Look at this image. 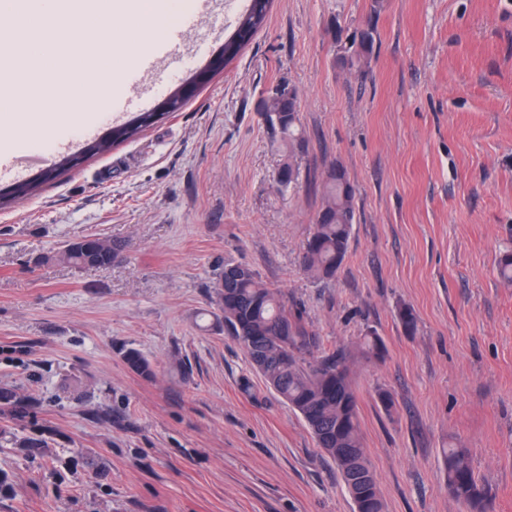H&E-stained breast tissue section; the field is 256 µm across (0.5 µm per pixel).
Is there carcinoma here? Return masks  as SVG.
<instances>
[{
    "instance_id": "obj_1",
    "label": "carcinoma",
    "mask_w": 512,
    "mask_h": 512,
    "mask_svg": "<svg viewBox=\"0 0 512 512\" xmlns=\"http://www.w3.org/2000/svg\"><path fill=\"white\" fill-rule=\"evenodd\" d=\"M267 16L266 12L255 15L248 9L239 24L249 26L255 34L265 25ZM352 44L358 45V50L343 57V61L353 68L373 52V27L367 24L358 29ZM284 113L288 114L287 122L278 125L272 121L274 116ZM152 116L153 113L145 111L113 126L112 141L91 157L137 138L156 124ZM264 116L288 141V156H293L301 145L296 94L290 91L269 97ZM355 222V190L344 169H333L325 182V202L316 214L301 261L312 279L323 281L336 276L345 260ZM120 254L121 249L112 241L96 238L88 242L70 241L44 260L75 268H94L110 265ZM214 288L223 314L224 332L239 343L266 386L302 417L317 446L336 463L356 512H384L360 433L357 394L350 377L351 351L334 350L314 361L306 360L303 354L320 348V340L308 331L300 314L288 309L278 291L261 284L246 265L224 264ZM356 351L366 359H380L385 347L381 337L369 330L359 339ZM123 359L133 372L144 377L153 374L152 364L139 350H126ZM1 412L20 420L28 413V405L15 392L0 389ZM442 455L448 489L453 496L468 504L473 512H493L491 497L475 476L466 449L450 445L442 449Z\"/></svg>"
}]
</instances>
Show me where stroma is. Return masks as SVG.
I'll return each mask as SVG.
<instances>
[{"label":"stroma","mask_w":512,"mask_h":512,"mask_svg":"<svg viewBox=\"0 0 512 512\" xmlns=\"http://www.w3.org/2000/svg\"><path fill=\"white\" fill-rule=\"evenodd\" d=\"M368 20L374 50L348 67ZM283 88L293 152L262 114ZM337 166L357 222L316 282L300 258ZM85 236L122 252L97 269L45 262ZM507 250L512 0H274L180 112L0 209V387L33 403L22 424L0 416V512H355L304 420L215 325L228 262L279 289L323 350L382 338L353 378L385 512H471L448 490L450 443L512 512ZM129 348L153 377L127 367ZM356 351L365 359H381L384 356L385 347L381 337L375 331L368 330L359 339Z\"/></svg>","instance_id":"35a3bbf8"}]
</instances>
